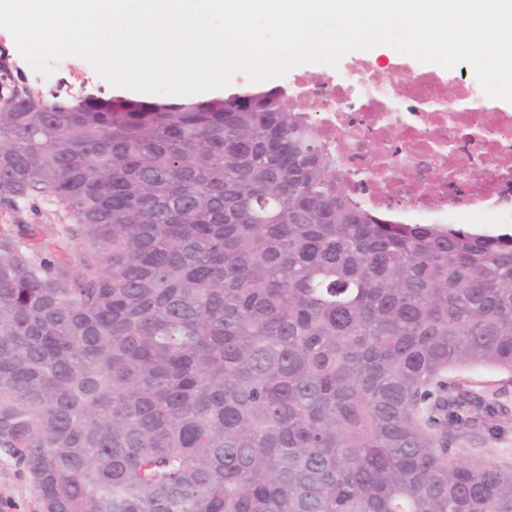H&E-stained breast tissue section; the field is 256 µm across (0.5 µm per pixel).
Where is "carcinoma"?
I'll use <instances>...</instances> for the list:
<instances>
[{"label":"carcinoma","instance_id":"1","mask_svg":"<svg viewBox=\"0 0 512 512\" xmlns=\"http://www.w3.org/2000/svg\"><path fill=\"white\" fill-rule=\"evenodd\" d=\"M0 204V451L45 512H512L446 380L512 374V235L385 221L281 87L44 93L0 49ZM24 219L26 224H42V233L34 242L50 257L60 261L75 259V245L60 233V221L49 205L35 201L25 212Z\"/></svg>","mask_w":512,"mask_h":512}]
</instances>
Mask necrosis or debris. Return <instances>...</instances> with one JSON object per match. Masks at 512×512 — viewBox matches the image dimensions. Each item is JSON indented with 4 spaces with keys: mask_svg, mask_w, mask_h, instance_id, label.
<instances>
[{
    "mask_svg": "<svg viewBox=\"0 0 512 512\" xmlns=\"http://www.w3.org/2000/svg\"><path fill=\"white\" fill-rule=\"evenodd\" d=\"M294 88L376 212L400 224L512 222V110L490 106L478 80L404 63L383 78L347 60L333 78L295 76Z\"/></svg>",
    "mask_w": 512,
    "mask_h": 512,
    "instance_id": "1",
    "label": "necrosis or debris"
}]
</instances>
